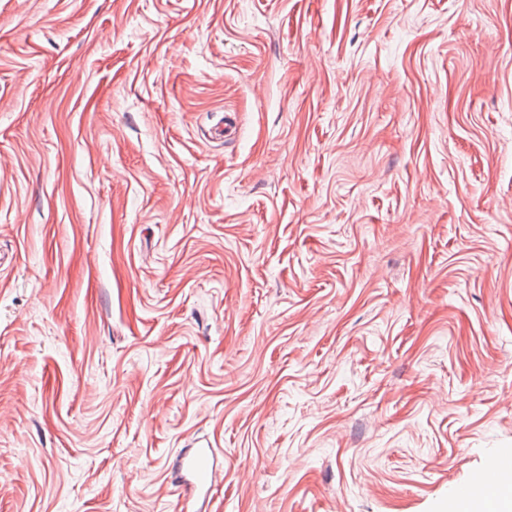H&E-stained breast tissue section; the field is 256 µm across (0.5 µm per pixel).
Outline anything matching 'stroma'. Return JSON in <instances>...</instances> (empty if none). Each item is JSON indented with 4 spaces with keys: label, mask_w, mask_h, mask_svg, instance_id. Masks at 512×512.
Returning <instances> with one entry per match:
<instances>
[{
    "label": "stroma",
    "mask_w": 512,
    "mask_h": 512,
    "mask_svg": "<svg viewBox=\"0 0 512 512\" xmlns=\"http://www.w3.org/2000/svg\"><path fill=\"white\" fill-rule=\"evenodd\" d=\"M196 439L203 512L512 447V0H0V512H181ZM178 467L182 473L179 485L184 500L206 497L215 482L211 448H187L180 456Z\"/></svg>",
    "instance_id": "stroma-1"
}]
</instances>
